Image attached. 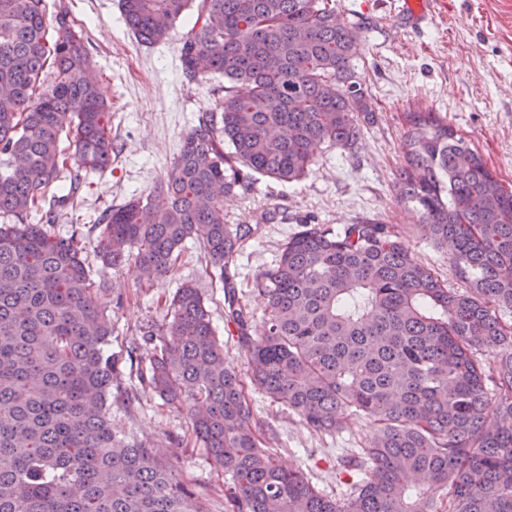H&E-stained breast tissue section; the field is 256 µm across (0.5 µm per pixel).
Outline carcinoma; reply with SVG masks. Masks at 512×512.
I'll return each mask as SVG.
<instances>
[{
    "mask_svg": "<svg viewBox=\"0 0 512 512\" xmlns=\"http://www.w3.org/2000/svg\"><path fill=\"white\" fill-rule=\"evenodd\" d=\"M140 43L168 38L191 7L183 73L224 76L221 119L184 135L167 179L99 221L103 268L147 282L173 273L199 244L223 284L249 382L224 356L200 290L184 283L172 320L139 332L159 341L147 379L186 405L195 441L228 476L230 512H512V190L432 112H408L397 177L418 231L448 241L466 288L418 263L396 224L371 220L332 233L307 227L256 275L268 298L261 329L227 273L251 224L224 218V196L254 190L252 174L301 181L312 148L350 149L370 114L352 64L355 27L333 0H120ZM56 33L49 42V31ZM55 76L41 86L47 63ZM73 148L78 166L112 162V112L91 75L65 4L0 0V512H189L188 486L145 443L118 437L108 400L120 386L112 322L98 309L82 237L47 225L77 206L54 184ZM41 213L42 224L27 218ZM333 435L351 413L379 426L365 477L345 499L285 468L254 421L247 387Z\"/></svg>",
    "mask_w": 512,
    "mask_h": 512,
    "instance_id": "cac0c4a2",
    "label": "carcinoma"
}]
</instances>
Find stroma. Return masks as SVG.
Returning <instances> with one entry per match:
<instances>
[{"label":"stroma","mask_w":512,"mask_h":512,"mask_svg":"<svg viewBox=\"0 0 512 512\" xmlns=\"http://www.w3.org/2000/svg\"><path fill=\"white\" fill-rule=\"evenodd\" d=\"M74 27L83 34L94 62L100 91L112 107V138L117 145L111 166L81 173V203L56 224L51 234L84 235V257L94 281L97 304L112 318V355L120 383L129 395L112 399V427L118 435L146 442L155 459L172 467L194 496L191 507L227 512L224 471L196 443L188 411L171 406L140 378L154 352L138 328L171 320L169 303L185 282L203 294L228 360L245 365L237 339L224 321V294L205 269L198 248L188 249L175 272L163 280L137 282L132 270L103 269L95 252L98 217L113 206L147 195L164 180L178 155L184 134L201 112L224 97L222 76L206 72L186 77L179 60V35L195 11H188L169 39L146 46L126 27L118 0H66ZM430 23L403 28L396 0H336L345 21L360 25L353 62L374 109L352 149L326 145L315 150V163L300 182L281 184L258 178L248 196L224 200L229 223L242 224L261 211L276 212L238 258L236 281L260 328L266 300L255 285L288 237L304 225L341 231L363 219L399 225L419 262L450 287H461L449 262L450 247L420 237L419 214L397 197L396 178L405 167L401 148L409 112H432L448 122L483 157L487 167L512 187V0H446ZM253 415L267 432L284 466L302 469L324 494L347 498L358 479L344 464L348 449L365 447L377 427L366 417L350 416L342 432L321 436L310 431L293 409L250 390Z\"/></svg>","instance_id":"35a3bbf8"}]
</instances>
